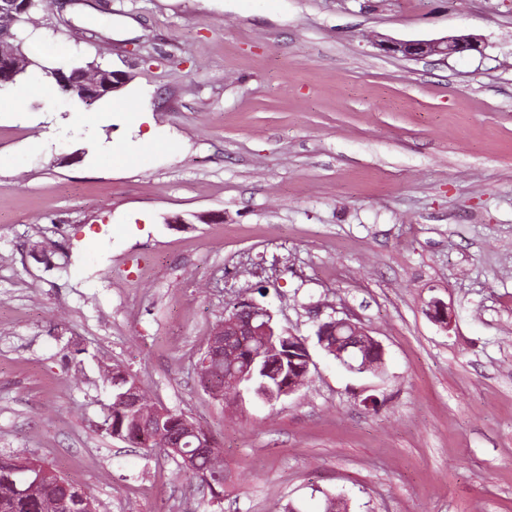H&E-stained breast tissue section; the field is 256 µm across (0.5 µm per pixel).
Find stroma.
Segmentation results:
<instances>
[{
  "instance_id": "35a3bbf8",
  "label": "stroma",
  "mask_w": 512,
  "mask_h": 512,
  "mask_svg": "<svg viewBox=\"0 0 512 512\" xmlns=\"http://www.w3.org/2000/svg\"><path fill=\"white\" fill-rule=\"evenodd\" d=\"M17 34L130 80L0 109V451L99 512H512V0H39ZM459 34L483 53L378 46ZM243 297L313 359L271 405L200 385ZM348 313L383 376L319 346ZM113 365L221 445L222 503L103 431Z\"/></svg>"
}]
</instances>
